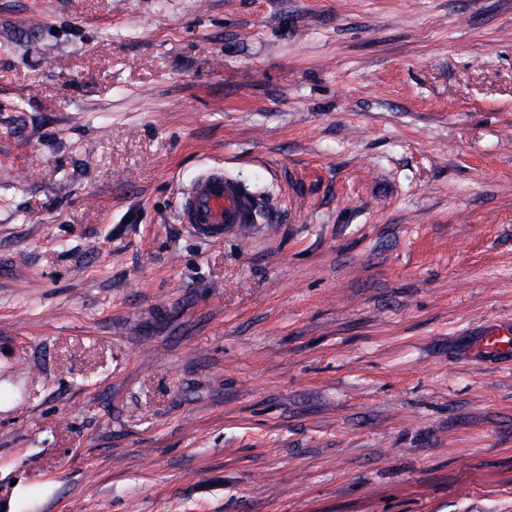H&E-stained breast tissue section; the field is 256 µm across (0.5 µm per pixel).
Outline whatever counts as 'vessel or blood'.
<instances>
[{
	"label": "vessel or blood",
	"mask_w": 512,
	"mask_h": 512,
	"mask_svg": "<svg viewBox=\"0 0 512 512\" xmlns=\"http://www.w3.org/2000/svg\"><path fill=\"white\" fill-rule=\"evenodd\" d=\"M178 220L205 239L240 235L257 223L258 203L222 167L213 166L183 187Z\"/></svg>",
	"instance_id": "1"
}]
</instances>
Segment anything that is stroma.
<instances>
[{"instance_id": "1", "label": "stroma", "mask_w": 512, "mask_h": 512, "mask_svg": "<svg viewBox=\"0 0 512 512\" xmlns=\"http://www.w3.org/2000/svg\"><path fill=\"white\" fill-rule=\"evenodd\" d=\"M493 329L512 0H0L9 512H512ZM258 203L238 181L213 166L179 193L178 220L205 239L242 235L258 224Z\"/></svg>"}]
</instances>
